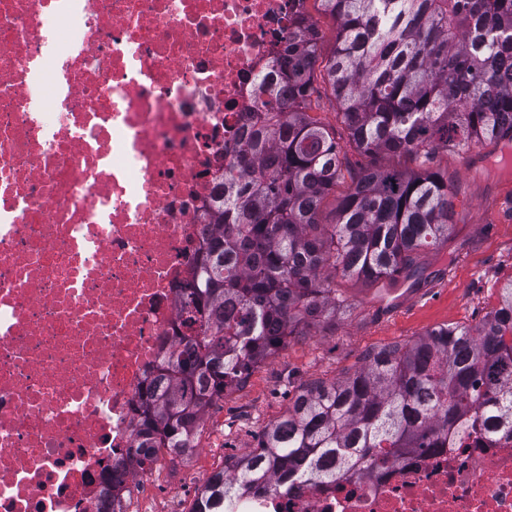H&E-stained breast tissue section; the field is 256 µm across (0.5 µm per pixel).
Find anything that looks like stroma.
Here are the masks:
<instances>
[{
	"label": "stroma",
	"mask_w": 512,
	"mask_h": 512,
	"mask_svg": "<svg viewBox=\"0 0 512 512\" xmlns=\"http://www.w3.org/2000/svg\"><path fill=\"white\" fill-rule=\"evenodd\" d=\"M500 150L486 142L440 152L455 193L454 230L440 252H420L421 282L405 276L367 285L337 278L347 302L333 324L260 364L208 412L197 443L223 468L241 449L255 448L265 427L283 415L299 387L354 373L373 350L411 341L438 325H474L496 306L512 280V172L495 170Z\"/></svg>",
	"instance_id": "stroma-1"
}]
</instances>
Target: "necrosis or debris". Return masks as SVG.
I'll list each match as a JSON object with an SVG mask.
<instances>
[{"label":"necrosis or debris","mask_w":512,"mask_h":512,"mask_svg":"<svg viewBox=\"0 0 512 512\" xmlns=\"http://www.w3.org/2000/svg\"><path fill=\"white\" fill-rule=\"evenodd\" d=\"M297 0H0V512H164L134 408L183 334L181 295ZM224 512H512V436Z\"/></svg>","instance_id":"obj_1"}]
</instances>
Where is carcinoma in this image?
<instances>
[{
    "instance_id": "1",
    "label": "carcinoma",
    "mask_w": 512,
    "mask_h": 512,
    "mask_svg": "<svg viewBox=\"0 0 512 512\" xmlns=\"http://www.w3.org/2000/svg\"><path fill=\"white\" fill-rule=\"evenodd\" d=\"M336 25L322 79L347 145L374 159L403 154L418 169L374 162L352 172L344 145L311 114L318 39L298 18L280 82L243 136L247 165L224 179L214 231L181 302L182 336L157 368L158 391L136 407L133 456L188 455L208 410L294 336L336 320L341 276L373 283L411 272L448 241L454 193L432 166L449 146H512V0H317ZM349 181L330 224L319 220ZM470 417L512 433V280L473 326L441 325L371 351L353 374L302 387L256 448L233 458L190 512H224V496L357 473L370 454L399 458L435 445Z\"/></svg>"
}]
</instances>
